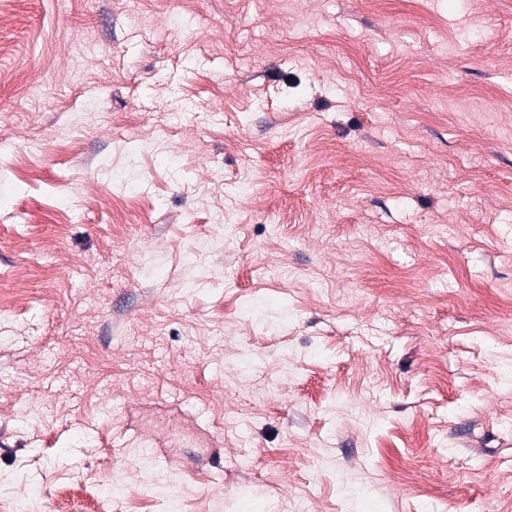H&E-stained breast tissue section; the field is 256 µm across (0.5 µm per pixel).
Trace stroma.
Masks as SVG:
<instances>
[{
  "mask_svg": "<svg viewBox=\"0 0 512 512\" xmlns=\"http://www.w3.org/2000/svg\"><path fill=\"white\" fill-rule=\"evenodd\" d=\"M0 305L15 512H512V0H0Z\"/></svg>",
  "mask_w": 512,
  "mask_h": 512,
  "instance_id": "stroma-1",
  "label": "stroma"
}]
</instances>
